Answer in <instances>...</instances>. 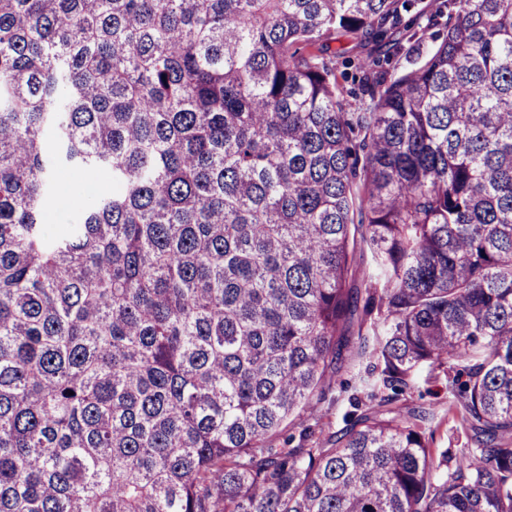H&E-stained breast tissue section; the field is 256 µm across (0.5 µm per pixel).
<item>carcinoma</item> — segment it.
Masks as SVG:
<instances>
[{
  "instance_id": "obj_1",
  "label": "carcinoma",
  "mask_w": 512,
  "mask_h": 512,
  "mask_svg": "<svg viewBox=\"0 0 512 512\" xmlns=\"http://www.w3.org/2000/svg\"><path fill=\"white\" fill-rule=\"evenodd\" d=\"M0 512H512V0H0ZM324 48H328V54L333 51L344 52V56L355 58H366L367 56H376L383 53L385 48L378 47L373 43L360 42L348 35L334 34L323 39ZM102 177H89L82 171L73 172L65 179L61 194L54 196L50 201L49 210L56 216L55 224H67L69 216L70 198L68 195V184L72 189L81 190L86 193H95L104 184ZM427 389L430 390L429 393L427 392ZM443 396L444 392L441 384L428 385L421 382L420 388L413 391L411 400H413L414 403L421 404L426 407L431 406L435 408H442L445 406Z\"/></svg>"
}]
</instances>
